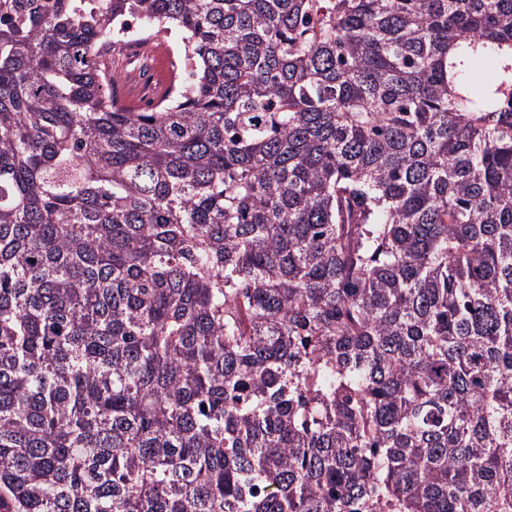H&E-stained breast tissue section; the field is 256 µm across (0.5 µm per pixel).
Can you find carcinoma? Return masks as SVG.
I'll use <instances>...</instances> for the list:
<instances>
[{"mask_svg": "<svg viewBox=\"0 0 512 512\" xmlns=\"http://www.w3.org/2000/svg\"><path fill=\"white\" fill-rule=\"evenodd\" d=\"M0 512H512V0H0Z\"/></svg>", "mask_w": 512, "mask_h": 512, "instance_id": "cac0c4a2", "label": "carcinoma"}]
</instances>
